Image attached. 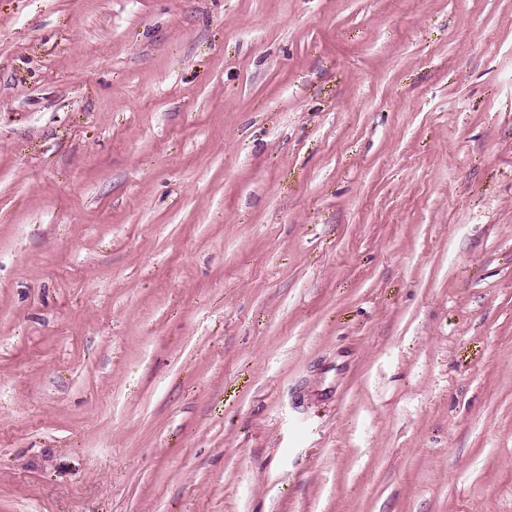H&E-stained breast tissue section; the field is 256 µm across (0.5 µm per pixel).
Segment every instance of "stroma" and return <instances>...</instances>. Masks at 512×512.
<instances>
[{
	"label": "stroma",
	"instance_id": "obj_1",
	"mask_svg": "<svg viewBox=\"0 0 512 512\" xmlns=\"http://www.w3.org/2000/svg\"><path fill=\"white\" fill-rule=\"evenodd\" d=\"M0 512H512V0H0Z\"/></svg>",
	"mask_w": 512,
	"mask_h": 512
}]
</instances>
